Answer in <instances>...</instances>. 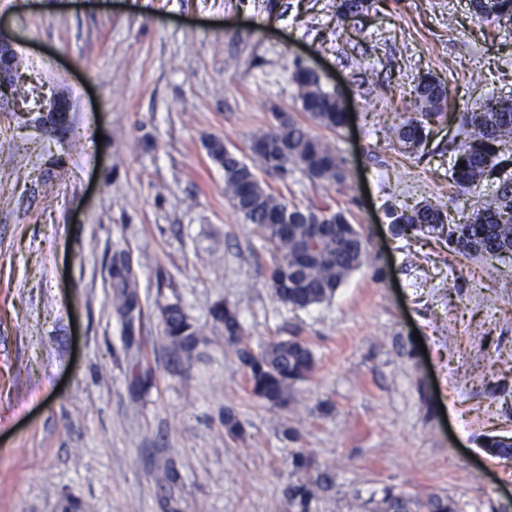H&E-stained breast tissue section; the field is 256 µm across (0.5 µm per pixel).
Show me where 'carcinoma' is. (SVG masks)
<instances>
[{"label": "carcinoma", "mask_w": 512, "mask_h": 512, "mask_svg": "<svg viewBox=\"0 0 512 512\" xmlns=\"http://www.w3.org/2000/svg\"><path fill=\"white\" fill-rule=\"evenodd\" d=\"M475 14L485 21H512V0H472ZM373 0H332L331 13L339 27L361 21ZM302 111L316 125L335 131L346 115L337 91L324 88L322 81L306 66L292 72ZM448 87L437 76L425 73L414 88V98L399 113L392 127L396 143L409 155L426 145L432 125L443 115ZM459 140L448 143L453 154L451 177L465 191L476 190L494 175L493 195L474 210L464 224L450 223L444 204L425 202L411 208L387 210L388 224L398 237L431 233L443 240L448 251L463 258L498 257L512 252V170L500 159V146L512 142V101L490 100L479 112L461 119ZM253 138L268 142L267 149L245 162L224 153V143L214 139L206 144L210 159L224 170V192L235 210L257 226L263 238L279 254L269 269L268 285L275 297L293 310H304L334 298L347 278L361 267L367 239L349 222L341 209L290 206L258 177L257 171L280 176L298 169L310 180L343 186L347 171L343 159L326 140L314 136L300 123L288 119L273 122ZM288 227H283V216ZM121 280L118 310L129 316L138 307L137 292L124 268L116 269ZM213 319L224 327V338L237 346L239 361L248 369L253 395L273 405L288 403L294 385L314 369V355L308 344L295 337L276 338L259 350L239 346L242 325L230 306L211 308ZM164 338L177 354L191 355L198 347V331L180 302L162 308ZM485 451L503 459L512 458V440L492 436L483 442ZM297 479L284 495L291 512H318V503L336 487V475L315 467L313 458L301 451L290 452ZM381 512H457L456 503L438 495L419 500L394 487L382 489Z\"/></svg>", "instance_id": "1"}]
</instances>
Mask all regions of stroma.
<instances>
[{"instance_id": "obj_1", "label": "stroma", "mask_w": 512, "mask_h": 512, "mask_svg": "<svg viewBox=\"0 0 512 512\" xmlns=\"http://www.w3.org/2000/svg\"><path fill=\"white\" fill-rule=\"evenodd\" d=\"M328 2L0 0L29 90L0 104V512H288L292 448L337 475L319 512H372L386 486L512 512V458L482 447L512 438V255L455 258L386 218L429 201L461 223L489 193L449 177L455 124L415 158L390 128L427 72L454 114L512 99V24L479 20L471 0H377L342 30ZM298 61L347 102L338 131L307 124L348 181L264 180L288 203L343 210L368 255L332 301L294 311L206 144L244 158L275 113L307 122ZM57 93L72 104L65 139L26 119ZM120 266L137 284L130 322ZM176 299L200 330L188 360L162 333L159 307ZM222 301L251 347L309 344L315 370L287 406L251 395L209 314ZM228 410L241 438L224 431Z\"/></svg>"}]
</instances>
